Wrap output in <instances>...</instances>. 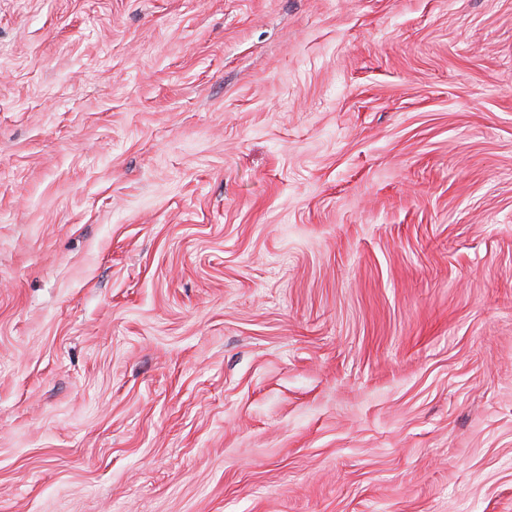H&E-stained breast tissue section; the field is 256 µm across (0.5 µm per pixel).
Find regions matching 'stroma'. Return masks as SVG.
I'll use <instances>...</instances> for the list:
<instances>
[{
  "instance_id": "obj_1",
  "label": "stroma",
  "mask_w": 512,
  "mask_h": 512,
  "mask_svg": "<svg viewBox=\"0 0 512 512\" xmlns=\"http://www.w3.org/2000/svg\"><path fill=\"white\" fill-rule=\"evenodd\" d=\"M0 512H512V0H0Z\"/></svg>"
}]
</instances>
